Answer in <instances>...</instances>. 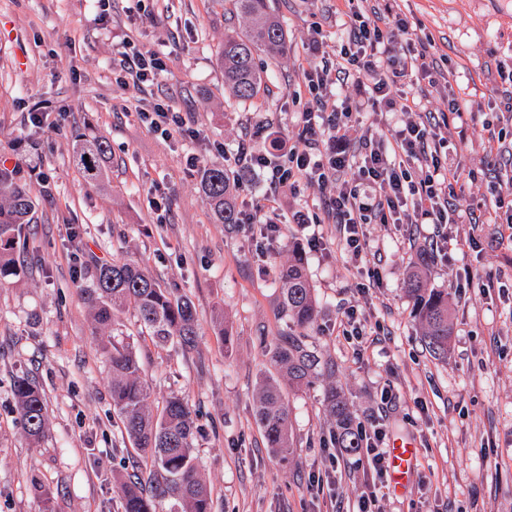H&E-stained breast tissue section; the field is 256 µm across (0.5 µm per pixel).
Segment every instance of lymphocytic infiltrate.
I'll return each instance as SVG.
<instances>
[{
    "mask_svg": "<svg viewBox=\"0 0 512 512\" xmlns=\"http://www.w3.org/2000/svg\"><path fill=\"white\" fill-rule=\"evenodd\" d=\"M347 37L336 51L335 61L311 62L302 72L309 97L299 114L295 142L280 152L277 161L255 150V136L242 138L233 155L251 169H270L264 204L242 197V223L276 230L277 203L284 188L317 185L324 198L327 223L338 225L346 252L361 259L369 240L366 225L437 224L441 241H448L446 227L459 223L470 203L458 192L465 181L464 168L445 165L442 160L451 146L450 117L462 116L472 106L449 94L448 109L424 118H409L396 127L390 138L380 135L373 120L389 112H411L420 108L409 88L426 72V59L433 48L431 39L398 41L406 30L403 18L379 21L362 10L349 8L345 23ZM165 69L157 53L141 51L126 43L115 67L117 77L135 75L139 82L155 80ZM357 82L369 81L366 97H338L333 92V74ZM137 116L151 132L171 139L187 133L186 120L172 104L155 99L143 104ZM358 135V148L349 151L351 135ZM386 432L378 421L359 425L355 445L376 478L389 471L385 448Z\"/></svg>",
    "mask_w": 512,
    "mask_h": 512,
    "instance_id": "lymphocytic-infiltrate-1",
    "label": "lymphocytic infiltrate"
}]
</instances>
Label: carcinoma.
<instances>
[{
	"instance_id": "1",
	"label": "carcinoma",
	"mask_w": 512,
	"mask_h": 512,
	"mask_svg": "<svg viewBox=\"0 0 512 512\" xmlns=\"http://www.w3.org/2000/svg\"><path fill=\"white\" fill-rule=\"evenodd\" d=\"M231 2V14L246 20L247 27L224 32L220 53L224 88L238 100L252 101L268 80V73L257 66L256 56L265 53L280 57L287 43L268 0ZM108 150L104 137L83 133L75 137L72 158L87 179L100 181ZM200 189L215 223H238L235 181L224 168L204 165ZM34 210L31 194L15 185L8 172L0 171V281L25 271L24 264L15 257V240L21 226L31 223ZM430 263L431 255H420L406 290L426 345L434 355L446 358L450 336L448 294L428 288ZM278 281L282 309L299 332L288 333L269 348L274 372L263 376L259 383L255 416L268 447L285 460L293 452V438L281 379H288L293 386L309 384L321 368V358L306 343L304 335V330L317 320L318 306L300 250H290L287 263L278 269ZM82 297L102 332L111 329L119 315L130 311L141 333L158 344L187 349L196 343L197 317L191 300L162 287L137 261L99 266L92 286L83 289ZM102 340L112 372V410L133 447L151 463L146 480L119 485L123 512H213L211 493L195 464L196 426L188 403L172 396L161 413L154 415L147 404V386L131 345L111 335L102 336ZM13 395L24 432L32 442H39L46 432V407L39 385L27 375L19 376L13 384ZM329 416L336 424L339 447H350L349 402L334 388L330 391Z\"/></svg>"
}]
</instances>
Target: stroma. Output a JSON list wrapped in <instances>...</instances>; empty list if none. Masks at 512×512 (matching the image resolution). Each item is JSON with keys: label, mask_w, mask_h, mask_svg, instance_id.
I'll use <instances>...</instances> for the list:
<instances>
[{"label": "stroma", "mask_w": 512, "mask_h": 512, "mask_svg": "<svg viewBox=\"0 0 512 512\" xmlns=\"http://www.w3.org/2000/svg\"><path fill=\"white\" fill-rule=\"evenodd\" d=\"M226 0H0V165L37 202L25 225V275L0 284V512H123L121 479L147 474L112 413V376L96 325L81 296L97 266L133 259L163 287L194 304L193 348L161 346L141 335L132 313L114 326L137 355L148 404L160 413L174 395L188 400L197 433L194 456L215 512H325L317 478L333 477L336 506L351 512L369 492L372 472L356 451L331 467L328 391L345 394L355 423L376 419L387 442H411L416 455L405 492L386 487L381 512H512V241L499 214L484 207L454 225L478 246L434 254L430 288L447 292L452 336L447 358L426 349L406 293L407 273L435 224H370L363 270L347 269L333 224H291L317 208L306 186L283 194L277 242L262 247L258 229L214 223L186 158L220 165L246 130L272 126L292 141L308 92L302 80L312 40L334 50L345 36V0H269L288 52L264 60L270 79L254 102L224 89L219 52ZM361 7L405 18L406 38L430 37V69L441 88L420 81L427 111L448 109L449 93L482 107L484 130L462 117L450 124L456 164L478 173L467 196L512 186V0H363ZM158 53L166 70L150 87L116 83L112 63L123 42ZM173 102L199 130L164 139L136 110ZM104 136L111 158L104 186L88 183L72 160L79 133ZM167 209L152 212L149 188ZM320 238L325 249L309 248ZM303 248L319 315L307 342L327 363L310 385L287 388L295 447L281 460L255 419L256 386L267 350L287 335L277 267ZM371 287L362 358L336 333L344 308ZM21 375L41 386L44 439L31 443L12 396ZM391 387V406L380 403Z\"/></svg>", "instance_id": "1"}]
</instances>
